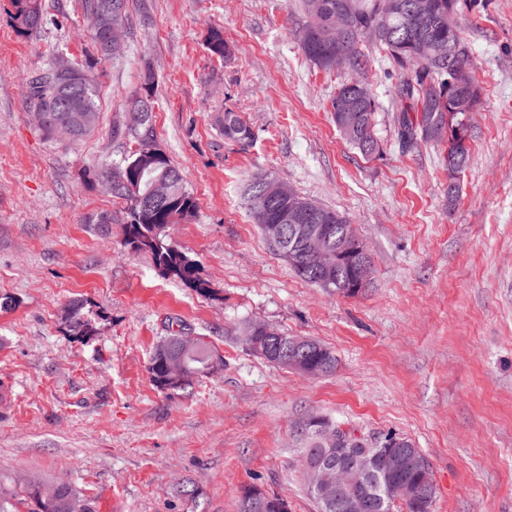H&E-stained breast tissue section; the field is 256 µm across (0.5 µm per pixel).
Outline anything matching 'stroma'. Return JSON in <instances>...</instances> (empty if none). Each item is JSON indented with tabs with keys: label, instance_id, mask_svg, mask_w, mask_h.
<instances>
[{
	"label": "stroma",
	"instance_id": "1",
	"mask_svg": "<svg viewBox=\"0 0 512 512\" xmlns=\"http://www.w3.org/2000/svg\"><path fill=\"white\" fill-rule=\"evenodd\" d=\"M81 0H42L41 32L18 31L0 0V489L68 482L95 512H238L243 486L316 512L300 468V427L328 416L364 437L410 438L428 459L432 512H512V0H459L481 104L470 166L448 201L430 148L402 151L396 66L370 44L364 78L380 154L336 130L342 72L306 60L298 0H130L125 50L100 59ZM229 56H212L208 27ZM98 78L99 122L80 143L45 139L27 102L54 61ZM156 76L154 138L197 206L171 243L199 264L202 295L121 244L128 203L86 170L132 151L113 138L144 70ZM253 137L225 138V112ZM262 173L346 215L373 275L347 297L302 281L246 205ZM114 216L102 235L87 218ZM88 301L98 333L69 336L64 307ZM260 320L336 354L309 378L240 339ZM205 337L224 368L171 394L147 366L160 337Z\"/></svg>",
	"mask_w": 512,
	"mask_h": 512
}]
</instances>
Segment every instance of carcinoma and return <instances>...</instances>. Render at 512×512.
<instances>
[{"mask_svg":"<svg viewBox=\"0 0 512 512\" xmlns=\"http://www.w3.org/2000/svg\"><path fill=\"white\" fill-rule=\"evenodd\" d=\"M412 0H300V8L305 17L304 23L296 29V37L307 60L314 65L329 70L325 54H340L351 71V77L341 82L332 100V108H337L345 92L351 90L353 78L362 73L365 67L364 53L360 48L361 39L369 37L375 46L385 52L398 67L400 76L395 87V96L401 102V109L393 120L398 140L405 151L422 146H439L440 161L448 169V180L455 181L456 175L465 170L471 161L468 146L470 114L456 106L457 90L448 82V44L458 47L453 64L458 68H470L471 56L468 47L460 36L458 26L448 25L455 19L458 0H423L427 5L426 15L410 19L399 8ZM16 9V19L27 34L40 32L47 23L46 14L39 0H12ZM82 12L88 21L89 36L94 48H99L103 34L97 20L104 13H112V22L127 26L130 0H81ZM345 11L348 36L332 47L323 45L318 38V30L336 27V13ZM205 44L211 55L222 59L230 53V46L224 39V30L211 26L205 35ZM57 77L53 68L33 79L28 86L27 100L37 111H44L53 93ZM65 80L73 82L75 89L74 109L86 117V126L76 132V140L91 133L99 120V95L95 78L86 70L71 68ZM154 74L146 70L142 75L141 93L133 95L126 103L122 123L114 127L116 137L137 142L148 134L154 135L153 118L155 112ZM379 104L365 89L360 99L362 129L357 136H344V139L364 156L381 152V142L376 136V114ZM224 137L236 141L252 138L248 123L236 112L224 113ZM138 152L132 151L111 171L89 172L92 178L105 176L112 182V194L129 202L128 220L123 224L121 244L132 253H142L150 257L155 269L167 279L181 282L201 294L210 292L209 286L200 276L199 265L186 252L167 241L168 228L181 219L192 216L196 202L187 190L182 174L168 156L157 164H141ZM154 181L171 184L176 191V202L154 212H141L137 205ZM273 179L266 175L252 177L247 189L250 212H255L254 196L268 190ZM310 205L319 212V223L329 225L324 239L332 268L329 279L322 277L310 268L290 264L293 271L304 281L328 288L345 296H356L360 292L356 274L359 258L346 256L338 250L341 237L352 233V225L340 212L323 207L315 202ZM88 302L77 299L65 308V322L69 335L89 339L97 334L99 315L87 308ZM178 344V334L161 337L156 345L147 371L154 385L166 389V367L160 351L174 349ZM215 358L223 359L218 351L205 341L199 342L191 363L198 375H210L209 364ZM309 363L322 368L328 374L336 369V356L314 353ZM328 445L320 444L315 437L302 439L299 453L315 460L326 452ZM388 459L379 461L376 475L367 486L370 508L366 512H394L392 496L393 478L387 470ZM41 483L32 482L25 493L30 501L29 512H94L90 502L76 496L67 483L57 484L58 494L52 501L40 495Z\"/></svg>","mask_w":512,"mask_h":512,"instance_id":"carcinoma-1","label":"carcinoma"}]
</instances>
